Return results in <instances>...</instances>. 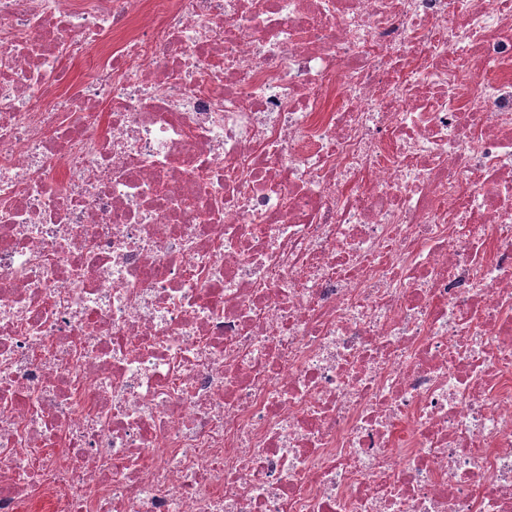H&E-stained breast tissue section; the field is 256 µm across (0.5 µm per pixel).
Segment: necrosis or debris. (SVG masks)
Masks as SVG:
<instances>
[{"label":"necrosis or debris","mask_w":512,"mask_h":512,"mask_svg":"<svg viewBox=\"0 0 512 512\" xmlns=\"http://www.w3.org/2000/svg\"><path fill=\"white\" fill-rule=\"evenodd\" d=\"M0 512H512V0H0Z\"/></svg>","instance_id":"obj_1"}]
</instances>
